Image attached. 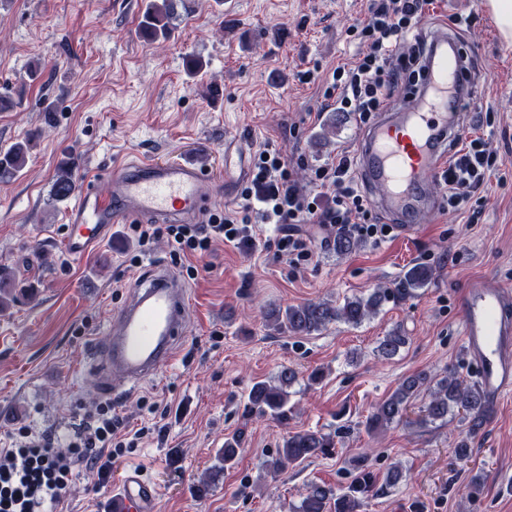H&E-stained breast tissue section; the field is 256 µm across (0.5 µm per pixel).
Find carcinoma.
Returning a JSON list of instances; mask_svg holds the SVG:
<instances>
[{
	"mask_svg": "<svg viewBox=\"0 0 512 512\" xmlns=\"http://www.w3.org/2000/svg\"><path fill=\"white\" fill-rule=\"evenodd\" d=\"M179 0H146L139 22V32L150 42H165L175 32L172 23L177 15ZM29 143H16L0 152V180H9L27 164ZM75 187L73 164L64 162L57 168L52 184V195L57 201L67 199ZM434 271L423 264L410 267L393 288H378L368 296H353L336 306L323 302H309L301 306L275 309L267 320L279 331L293 335L307 336L321 330L332 322L351 325L362 323L376 313L384 301L393 297L406 300L415 296L416 291L426 287L433 279ZM409 343V337L394 330L384 336L378 346V354L385 359L394 358ZM297 380V372L284 368L277 377V383L266 381L255 383L247 397L246 412L258 418L271 417L277 421L288 420V393L285 388ZM425 395L424 416L419 424L448 421V415L457 412L468 422V429L456 442L453 454L457 461L464 462L471 456L470 438L488 421L490 408L479 385L462 379L454 370H448L441 377H430L418 373L405 378L384 400L379 402L365 421V428L373 433L394 422L403 421L408 404L419 395ZM241 439L236 437L224 442L222 466L210 469L209 478L202 481L198 490L208 487L238 455ZM336 447L333 437L320 431L300 430L290 432L284 438L270 467L275 472L296 468L309 459L325 454ZM373 481L370 473H363L347 490L333 491L313 484L303 496L299 512H359L362 498L369 492Z\"/></svg>",
	"mask_w": 512,
	"mask_h": 512,
	"instance_id": "obj_1",
	"label": "carcinoma"
}]
</instances>
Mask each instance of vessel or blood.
Here are the masks:
<instances>
[{"instance_id": "b4317fda", "label": "vessel or blood", "mask_w": 512, "mask_h": 512, "mask_svg": "<svg viewBox=\"0 0 512 512\" xmlns=\"http://www.w3.org/2000/svg\"><path fill=\"white\" fill-rule=\"evenodd\" d=\"M422 75L412 91L393 101L364 131L356 169L373 204L413 229L436 207L435 183L466 130L461 108L471 90V53L459 33L431 23L425 36ZM232 196V182L218 183L196 162L141 159L118 165L108 191L88 180L67 212L64 246L81 258L112 236V227L131 220L195 224L217 192ZM461 338L476 367L487 401L512 396V291L484 280L459 297ZM188 296L184 283L164 266H154L113 315L109 339L96 358L104 381L135 385L152 378L174 358L185 334ZM157 489L141 471L127 470L105 512H155Z\"/></svg>"}]
</instances>
